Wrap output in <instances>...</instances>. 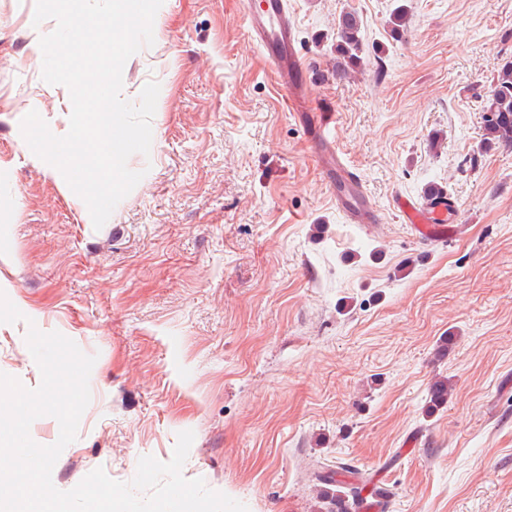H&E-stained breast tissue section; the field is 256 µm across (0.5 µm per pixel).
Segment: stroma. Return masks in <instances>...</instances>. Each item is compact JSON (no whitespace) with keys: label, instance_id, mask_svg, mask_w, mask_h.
<instances>
[{"label":"stroma","instance_id":"stroma-1","mask_svg":"<svg viewBox=\"0 0 512 512\" xmlns=\"http://www.w3.org/2000/svg\"><path fill=\"white\" fill-rule=\"evenodd\" d=\"M406 2L409 22L393 33ZM36 0H0V372L41 382L29 325L95 356L91 400L52 482L140 457L170 461L248 512H322L318 469H364L388 512H512V148L482 147L512 0H288L309 110L384 222L348 223L308 125L245 36V0H164L122 97L160 92L143 179L101 229L63 175L24 152L20 122L51 131L30 50ZM358 16L360 66L336 73V20ZM449 191L462 232L415 240L392 196ZM452 387L431 408L436 379Z\"/></svg>","mask_w":512,"mask_h":512}]
</instances>
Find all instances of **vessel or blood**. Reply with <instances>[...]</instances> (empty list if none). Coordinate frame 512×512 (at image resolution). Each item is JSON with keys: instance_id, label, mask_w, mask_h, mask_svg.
<instances>
[{"instance_id": "1", "label": "vessel or blood", "mask_w": 512, "mask_h": 512, "mask_svg": "<svg viewBox=\"0 0 512 512\" xmlns=\"http://www.w3.org/2000/svg\"><path fill=\"white\" fill-rule=\"evenodd\" d=\"M247 34L264 50L266 57L288 92V104L297 116L308 114L309 93L302 76L303 62L294 45V25L288 14L287 0H259L255 11L248 14ZM334 117L320 113L312 125L324 143L321 166L336 205L354 224H379L382 212L377 209L362 180L346 165L328 131ZM394 208L401 223L422 243H445L458 234L456 213L444 206L418 203L401 195L394 196Z\"/></svg>"}]
</instances>
